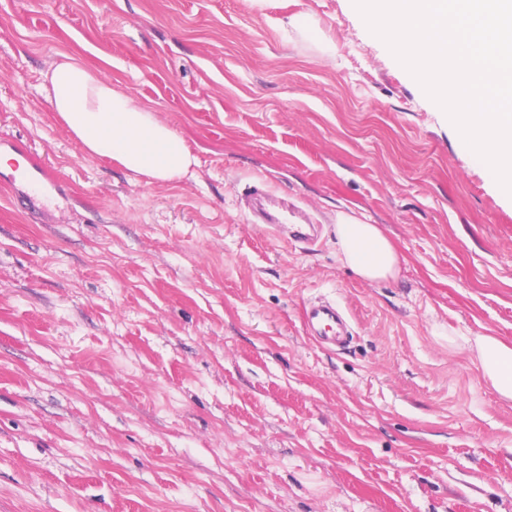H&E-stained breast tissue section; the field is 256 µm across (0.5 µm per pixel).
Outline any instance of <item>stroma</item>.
<instances>
[{"instance_id":"obj_1","label":"stroma","mask_w":512,"mask_h":512,"mask_svg":"<svg viewBox=\"0 0 512 512\" xmlns=\"http://www.w3.org/2000/svg\"><path fill=\"white\" fill-rule=\"evenodd\" d=\"M305 15L315 38L285 27ZM82 59L199 164L172 181L85 154L44 75ZM0 512H512V197L352 0H0ZM261 180L318 226L272 235ZM377 225L394 277L342 259ZM348 314L320 346L304 308ZM0 182L14 190H16L17 184H21L27 189H32L33 193L24 192L29 197L39 200L46 197L50 188L55 187L58 177L52 170L30 162V168H20L18 165H15L11 172L0 173ZM31 198H29L30 201H32ZM336 237L343 261L362 278L378 281L394 276L396 254L376 225L356 216L339 213ZM473 346L483 375L500 396L512 399V347L492 336H476Z\"/></svg>"}]
</instances>
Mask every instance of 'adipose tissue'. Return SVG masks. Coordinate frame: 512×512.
<instances>
[{
  "mask_svg": "<svg viewBox=\"0 0 512 512\" xmlns=\"http://www.w3.org/2000/svg\"><path fill=\"white\" fill-rule=\"evenodd\" d=\"M44 80L53 111L87 155L157 181L182 177L196 165L172 127L80 60L55 65ZM336 237L343 261L362 278L378 281L395 274L396 254L376 225L341 213ZM473 346L483 375L500 396L512 399V346L492 336L475 337Z\"/></svg>",
  "mask_w": 512,
  "mask_h": 512,
  "instance_id": "ef3b65f1",
  "label": "adipose tissue"
}]
</instances>
